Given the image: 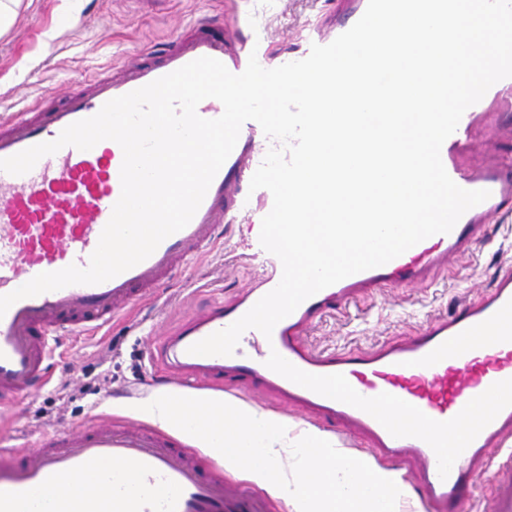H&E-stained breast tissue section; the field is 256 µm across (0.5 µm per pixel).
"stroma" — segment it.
I'll return each instance as SVG.
<instances>
[{
  "mask_svg": "<svg viewBox=\"0 0 512 512\" xmlns=\"http://www.w3.org/2000/svg\"><path fill=\"white\" fill-rule=\"evenodd\" d=\"M342 0H22L0 34V125L20 113L62 103L134 57L161 50L203 19L234 29L232 45L256 52L267 68L302 60L308 36L329 30ZM468 163L511 162L512 128H478ZM254 204L220 241L173 275L157 298L95 336L65 342L50 386L0 409V448H25L43 434L114 414V402H136L167 386L150 367L156 334L175 332L202 311L234 301L278 266L259 242L265 215ZM512 268V206L490 218L469 253L432 269L418 284L380 288L345 309L312 321L305 344L316 351L359 352L389 345L427 322L489 293Z\"/></svg>",
  "mask_w": 512,
  "mask_h": 512,
  "instance_id": "1",
  "label": "stroma"
}]
</instances>
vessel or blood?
I'll list each match as a JSON object with an SVG mask.
<instances>
[{
    "instance_id": "obj_1",
    "label": "vessel or blood",
    "mask_w": 512,
    "mask_h": 512,
    "mask_svg": "<svg viewBox=\"0 0 512 512\" xmlns=\"http://www.w3.org/2000/svg\"><path fill=\"white\" fill-rule=\"evenodd\" d=\"M201 57L235 74L247 62L225 48V32L207 22L159 61L135 58L63 103L20 115L0 128V158L55 140L68 125L98 113L130 93ZM512 125V78L494 84L469 107L442 145L450 178L490 196L466 211L451 232L431 236L390 262L348 276L301 303L271 336L246 330L232 355H193L192 344L242 317L281 279L274 272L233 302L194 315L162 337L154 364L175 375L182 393L233 382L263 396L337 421L363 435L380 458L412 465L437 512H460L475 476L491 453L512 436V271L502 272L478 303L430 322L398 343L358 353H318L303 336L313 318L370 291L400 281L416 284L433 268L464 254L481 225L512 202V165L464 166L462 150L477 123ZM258 124L245 122L232 153L213 179L190 223L144 261L100 284L70 285L16 301L0 317V404L27 395L50 379L48 365L60 338L83 336L111 324L138 303L157 296L173 274L207 252L222 225L245 209L240 190L255 170ZM123 151L104 140L91 150L67 146L42 157L23 175L0 171V296L45 272L87 267L121 195ZM505 324L493 344L475 334ZM396 410H383L386 400ZM454 451V462L440 451ZM91 483L76 497L75 483ZM490 512H512V455L491 475ZM0 512H270L269 503L224 480L160 430L121 417H103L57 431L31 448L0 450Z\"/></svg>"
}]
</instances>
